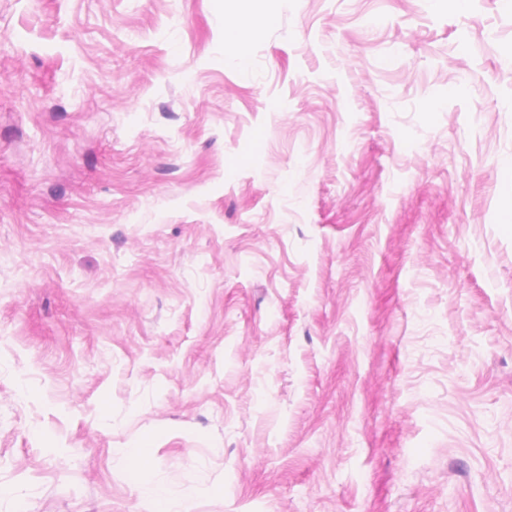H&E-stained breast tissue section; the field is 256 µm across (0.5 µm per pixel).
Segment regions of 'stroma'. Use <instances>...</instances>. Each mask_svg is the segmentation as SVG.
Returning a JSON list of instances; mask_svg holds the SVG:
<instances>
[{
	"mask_svg": "<svg viewBox=\"0 0 512 512\" xmlns=\"http://www.w3.org/2000/svg\"><path fill=\"white\" fill-rule=\"evenodd\" d=\"M510 45L512 0H0V512H512ZM224 48L225 53L241 65H247L249 62L250 40L245 36L243 30L225 28ZM139 495L152 505L153 512L191 511V502L187 495L176 493L163 484L142 485Z\"/></svg>",
	"mask_w": 512,
	"mask_h": 512,
	"instance_id": "1",
	"label": "stroma"
}]
</instances>
